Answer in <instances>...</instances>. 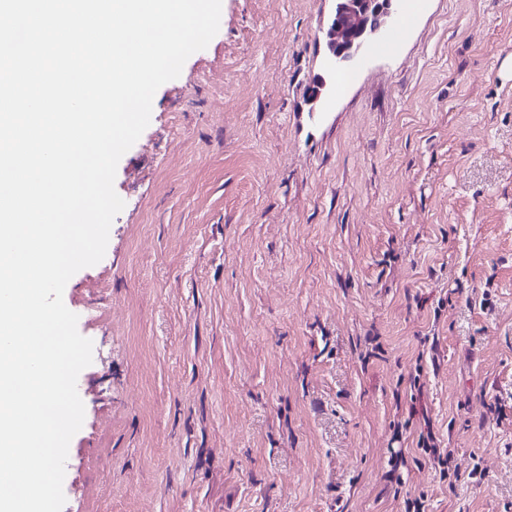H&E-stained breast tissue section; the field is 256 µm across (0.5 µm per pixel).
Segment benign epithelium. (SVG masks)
<instances>
[{"label":"benign epithelium","mask_w":512,"mask_h":512,"mask_svg":"<svg viewBox=\"0 0 512 512\" xmlns=\"http://www.w3.org/2000/svg\"><path fill=\"white\" fill-rule=\"evenodd\" d=\"M399 0H337L327 29L332 70L362 56L371 40L395 27Z\"/></svg>","instance_id":"1"}]
</instances>
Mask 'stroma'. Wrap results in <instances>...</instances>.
Instances as JSON below:
<instances>
[{
  "label": "stroma",
  "instance_id": "obj_1",
  "mask_svg": "<svg viewBox=\"0 0 512 512\" xmlns=\"http://www.w3.org/2000/svg\"><path fill=\"white\" fill-rule=\"evenodd\" d=\"M335 8L222 0L156 91L63 294L62 512H512V0H403L341 90Z\"/></svg>",
  "mask_w": 512,
  "mask_h": 512
}]
</instances>
